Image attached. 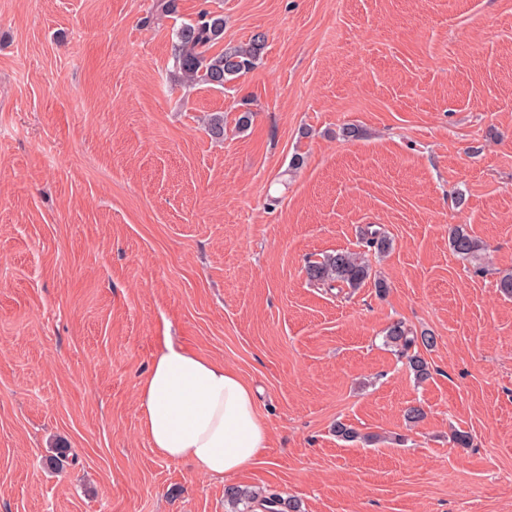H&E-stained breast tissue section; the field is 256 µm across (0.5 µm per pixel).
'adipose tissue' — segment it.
<instances>
[{"label": "adipose tissue", "instance_id": "ef3b65f1", "mask_svg": "<svg viewBox=\"0 0 512 512\" xmlns=\"http://www.w3.org/2000/svg\"><path fill=\"white\" fill-rule=\"evenodd\" d=\"M138 412L160 458L191 461L211 477L251 469L270 444L252 385L235 368L170 342L138 388Z\"/></svg>", "mask_w": 512, "mask_h": 512}]
</instances>
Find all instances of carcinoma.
<instances>
[{
  "instance_id": "cac0c4a2",
  "label": "carcinoma",
  "mask_w": 512,
  "mask_h": 512,
  "mask_svg": "<svg viewBox=\"0 0 512 512\" xmlns=\"http://www.w3.org/2000/svg\"><path fill=\"white\" fill-rule=\"evenodd\" d=\"M224 40V16L203 11L197 18L182 23L173 31V68L178 81L188 87L223 88L253 70L264 48V36L255 35L246 44L219 48ZM368 243L382 254L391 248V240L379 230H366ZM452 251L463 258H477L483 251L482 243L461 225L449 233ZM309 282L333 288L356 289L370 277V267L364 258L354 252L340 251L327 254L305 267ZM386 344L408 355L415 377L426 380L431 372L419 349H430L434 337L428 333L413 334L402 323L388 327ZM227 512H300L298 503L285 500L266 489H244L228 486L224 490Z\"/></svg>"
}]
</instances>
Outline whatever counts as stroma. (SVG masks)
I'll return each mask as SVG.
<instances>
[{"label": "stroma", "instance_id": "obj_1", "mask_svg": "<svg viewBox=\"0 0 512 512\" xmlns=\"http://www.w3.org/2000/svg\"><path fill=\"white\" fill-rule=\"evenodd\" d=\"M158 4L0 0V512H225L229 486L512 512V0ZM204 9L225 46L265 38L222 89L173 72ZM453 225L487 254H454ZM336 251L370 280L311 284ZM397 321L434 336L430 379L385 344ZM168 341L257 389L263 463L219 480L155 454L137 390Z\"/></svg>", "mask_w": 512, "mask_h": 512}]
</instances>
